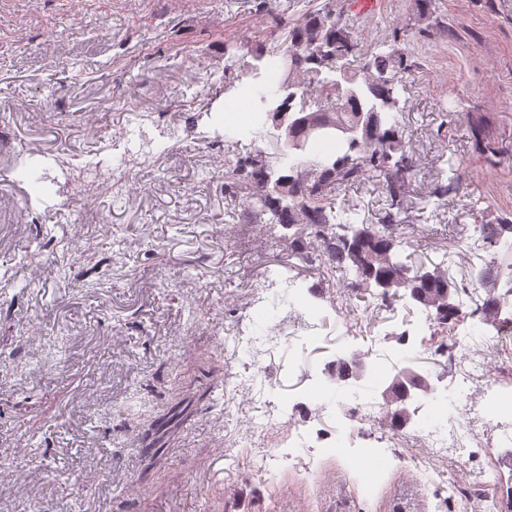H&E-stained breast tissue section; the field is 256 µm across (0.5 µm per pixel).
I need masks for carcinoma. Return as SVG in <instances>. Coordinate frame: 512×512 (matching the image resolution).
<instances>
[{"instance_id": "obj_1", "label": "carcinoma", "mask_w": 512, "mask_h": 512, "mask_svg": "<svg viewBox=\"0 0 512 512\" xmlns=\"http://www.w3.org/2000/svg\"><path fill=\"white\" fill-rule=\"evenodd\" d=\"M274 26L282 31L283 40L273 48L263 44L247 48L236 39L224 40V91H230L237 81L252 79L245 92L260 107L264 123L273 128L299 111L307 98L323 104L326 111L320 116L338 127L355 124L368 112L380 113V121L354 143L336 133L310 138L295 130L302 147L290 142L277 147V189L268 186L271 166L261 150L228 159L224 161V194L242 201L253 224H264L271 230L293 228L298 237L288 240V248L308 266L319 264L332 272L339 271L347 287L370 292L387 305L404 297L405 289L410 288L425 296L420 305L434 310L440 322L454 320L459 312V291L453 277L436 266L429 279L420 274V267L403 261L400 255L402 241L397 229L406 223L407 210L436 217L448 205V197L460 190L458 160L450 156L446 163L453 176L437 181L416 201H405L407 181L416 168L400 121L404 91L401 73L410 67L408 54L401 47L406 28L396 27L390 37L376 41L360 59L359 69L348 73L354 83L364 80L367 62L388 72L390 80L366 83L354 93L340 83V68L356 53L358 41L336 14V0L308 9L291 22L276 18ZM285 53L299 60L298 72L293 76L281 68L280 58ZM367 173L382 178L387 195V207L375 224L361 220L356 205L338 206L328 197V192L358 182ZM472 232L487 247L512 253L511 220L476 224ZM346 238L357 241L353 256L345 250ZM501 276L505 277V296L486 300L472 316L484 320L512 295V266L506 267ZM379 279L394 280L396 284L388 292L378 291L375 285Z\"/></svg>"}]
</instances>
